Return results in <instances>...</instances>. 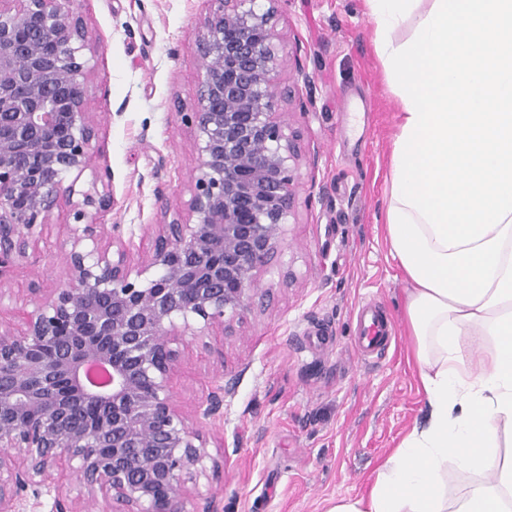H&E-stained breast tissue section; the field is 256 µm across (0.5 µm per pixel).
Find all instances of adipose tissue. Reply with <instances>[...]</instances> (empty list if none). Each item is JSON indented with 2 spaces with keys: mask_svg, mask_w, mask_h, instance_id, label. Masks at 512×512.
<instances>
[{
  "mask_svg": "<svg viewBox=\"0 0 512 512\" xmlns=\"http://www.w3.org/2000/svg\"><path fill=\"white\" fill-rule=\"evenodd\" d=\"M364 3L401 107L385 230L429 417L330 512H512V0ZM451 461L492 479L449 499Z\"/></svg>",
  "mask_w": 512,
  "mask_h": 512,
  "instance_id": "adipose-tissue-1",
  "label": "adipose tissue"
}]
</instances>
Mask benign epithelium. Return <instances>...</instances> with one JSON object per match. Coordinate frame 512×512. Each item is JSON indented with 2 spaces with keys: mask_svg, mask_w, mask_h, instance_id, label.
Wrapping results in <instances>:
<instances>
[{
  "mask_svg": "<svg viewBox=\"0 0 512 512\" xmlns=\"http://www.w3.org/2000/svg\"><path fill=\"white\" fill-rule=\"evenodd\" d=\"M72 2L0 0V276L61 202L73 219L63 280L0 324V512L28 492L53 494L50 512H217L199 487L206 460L220 467L202 424L233 384L216 376L191 418L171 376L185 338L207 350L213 330L233 335L295 218L302 149L280 103L305 106L278 81L279 0H210L197 98L179 113L197 175L136 260L122 225L95 222L110 196L77 188L96 132ZM65 466L75 496L51 483Z\"/></svg>",
  "mask_w": 512,
  "mask_h": 512,
  "instance_id": "benign-epithelium-1",
  "label": "benign epithelium"
}]
</instances>
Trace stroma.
I'll use <instances>...</instances> for the list:
<instances>
[{
	"label": "stroma",
	"mask_w": 512,
	"mask_h": 512,
	"mask_svg": "<svg viewBox=\"0 0 512 512\" xmlns=\"http://www.w3.org/2000/svg\"><path fill=\"white\" fill-rule=\"evenodd\" d=\"M83 19L90 72L87 105L96 128L98 191L110 208L99 224L122 225L136 250H148L164 210L184 207L195 175L194 133L180 113L197 96L194 32L208 0H74ZM281 86H293L307 112L284 105L299 131L297 215L276 271L234 335L212 351L180 346L175 401L194 413L213 378L235 390L224 417L209 424L223 438L212 449L221 469L201 481L220 512H329L357 499L380 464L428 416L403 323L406 283L389 253L384 210L388 155L399 105L373 44L362 0H281ZM309 84H297L295 60ZM68 206L28 256L0 276L13 295L51 287L64 275ZM288 268L293 279L281 276ZM371 304L392 324L381 355L357 349V311Z\"/></svg>",
	"instance_id": "35a3bbf8"
}]
</instances>
